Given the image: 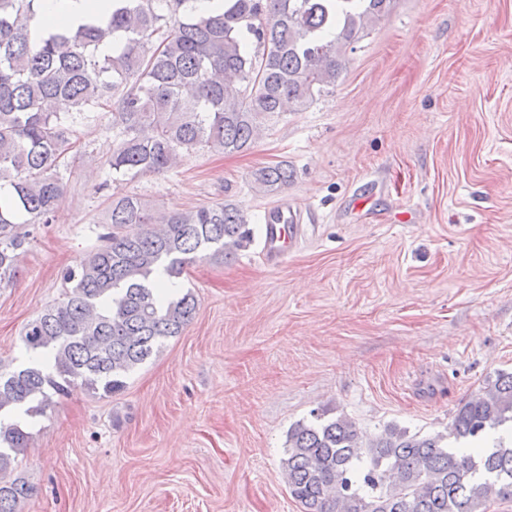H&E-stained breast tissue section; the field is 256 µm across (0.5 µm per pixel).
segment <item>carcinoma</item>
Instances as JSON below:
<instances>
[{"instance_id":"obj_1","label":"carcinoma","mask_w":512,"mask_h":512,"mask_svg":"<svg viewBox=\"0 0 512 512\" xmlns=\"http://www.w3.org/2000/svg\"><path fill=\"white\" fill-rule=\"evenodd\" d=\"M106 22L48 32L35 41L41 0H0V288L12 285L33 238L50 224L76 160L75 116L106 108L117 129L112 173L162 174L180 154L248 150L263 120L300 111L336 86L346 52L393 0H224L202 14L190 0H111ZM120 46L98 53L107 39ZM262 194L288 185V166L257 169ZM101 245L62 270L64 296L21 334L33 360L0 365V412L27 405L46 417L52 398L79 384L109 397L125 378L182 334L196 313L186 293L167 298L151 275L171 277L247 241L231 203L161 212L129 196L107 209ZM512 423V372L460 404L446 432L421 436L388 425L364 441L340 416H314L288 433L282 461L303 512H485L512 498V437L487 450L491 431ZM29 433L0 422V512H19L36 489L10 477Z\"/></svg>"}]
</instances>
